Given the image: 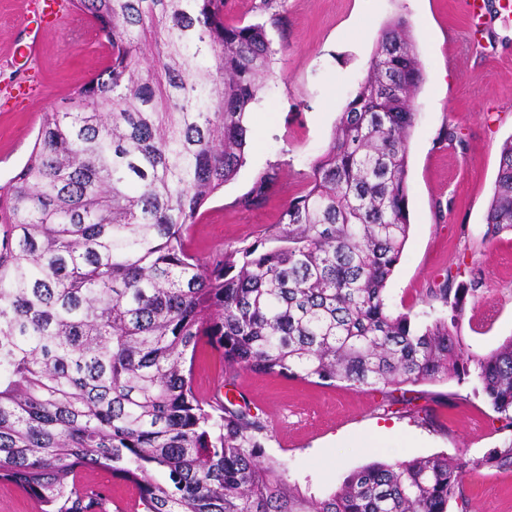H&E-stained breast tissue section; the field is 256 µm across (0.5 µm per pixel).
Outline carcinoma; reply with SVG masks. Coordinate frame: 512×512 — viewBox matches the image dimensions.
I'll return each instance as SVG.
<instances>
[{"instance_id":"cac0c4a2","label":"carcinoma","mask_w":512,"mask_h":512,"mask_svg":"<svg viewBox=\"0 0 512 512\" xmlns=\"http://www.w3.org/2000/svg\"><path fill=\"white\" fill-rule=\"evenodd\" d=\"M108 63L48 113L0 185V481L44 512H94L70 477L105 468L144 512H469L481 459L375 461L326 498L265 455L248 406L193 390L202 344L224 368L394 393L473 377L512 428V336L466 353L475 284L448 276V317L394 316L387 280L409 232L413 99L424 81L406 19L381 30L370 73L289 201L272 248L201 262L186 234L246 164L248 121L274 50L264 25L229 24L224 0H70ZM490 232H512V138Z\"/></svg>"}]
</instances>
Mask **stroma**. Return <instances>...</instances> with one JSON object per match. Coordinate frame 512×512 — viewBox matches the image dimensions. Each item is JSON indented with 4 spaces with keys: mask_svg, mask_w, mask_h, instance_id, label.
<instances>
[{
    "mask_svg": "<svg viewBox=\"0 0 512 512\" xmlns=\"http://www.w3.org/2000/svg\"><path fill=\"white\" fill-rule=\"evenodd\" d=\"M501 2L492 0L472 37L463 0H226L230 19L265 24L275 56L249 117L247 163L202 207L187 236L190 251L208 260L277 231L366 79L382 27L401 16L425 79L409 141L410 228L386 284L388 310L425 323L446 316L434 294L452 271L478 284L461 322L466 351L484 356L512 337V232L489 235L486 223L501 148L512 137V13ZM24 9V0H0V88L35 80L41 96L32 105L0 98V184L26 162L45 113L107 59L96 25L83 15L73 27L54 22L28 59ZM266 172L273 176L267 197L253 201ZM193 387L205 399L248 403L267 426L266 456L318 498L373 461L461 451L479 460L512 442L471 378L417 386L411 403L391 405L380 392L338 381L229 374L220 352L203 345ZM74 480L100 495L107 512L117 505L136 512V489L110 470L84 468ZM464 490L470 512H512V468H477Z\"/></svg>",
    "mask_w": 512,
    "mask_h": 512,
    "instance_id": "obj_1",
    "label": "stroma"
}]
</instances>
